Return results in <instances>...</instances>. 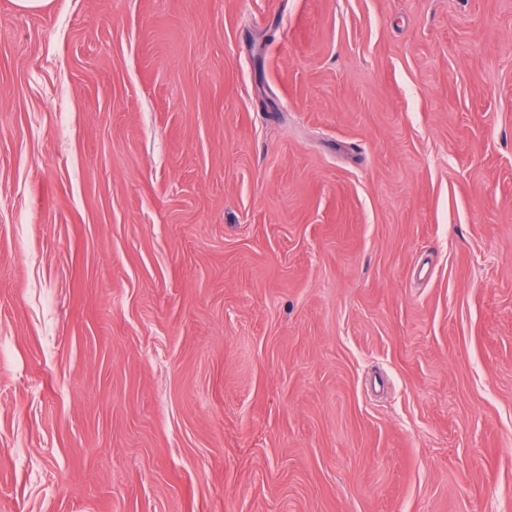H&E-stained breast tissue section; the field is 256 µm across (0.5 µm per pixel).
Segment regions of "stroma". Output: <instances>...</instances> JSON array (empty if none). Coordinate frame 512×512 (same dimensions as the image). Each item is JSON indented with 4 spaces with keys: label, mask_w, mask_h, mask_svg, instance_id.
Segmentation results:
<instances>
[{
    "label": "stroma",
    "mask_w": 512,
    "mask_h": 512,
    "mask_svg": "<svg viewBox=\"0 0 512 512\" xmlns=\"http://www.w3.org/2000/svg\"><path fill=\"white\" fill-rule=\"evenodd\" d=\"M0 512H512V0H0Z\"/></svg>",
    "instance_id": "35a3bbf8"
}]
</instances>
